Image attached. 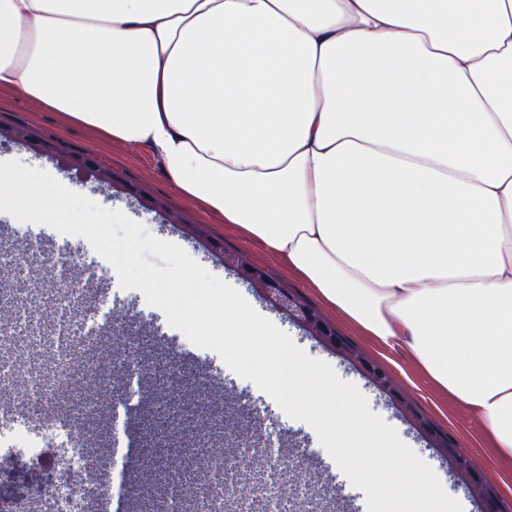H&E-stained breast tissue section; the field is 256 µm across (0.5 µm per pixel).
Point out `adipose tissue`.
I'll return each instance as SVG.
<instances>
[{"mask_svg":"<svg viewBox=\"0 0 512 512\" xmlns=\"http://www.w3.org/2000/svg\"><path fill=\"white\" fill-rule=\"evenodd\" d=\"M0 88L147 148L512 462V0H0Z\"/></svg>","mask_w":512,"mask_h":512,"instance_id":"ef3b65f1","label":"adipose tissue"}]
</instances>
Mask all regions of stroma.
Returning <instances> with one entry per match:
<instances>
[{
  "label": "stroma",
  "mask_w": 512,
  "mask_h": 512,
  "mask_svg": "<svg viewBox=\"0 0 512 512\" xmlns=\"http://www.w3.org/2000/svg\"><path fill=\"white\" fill-rule=\"evenodd\" d=\"M0 125L28 129L58 146L56 154L42 155L24 141L1 142L0 162L17 160L43 169L102 207L122 211L154 237L183 248L207 271L238 290L257 313L286 332L308 355L329 363L340 379L354 384L370 409L434 470L444 491L461 504L463 512H478L467 486L387 397L336 351L289 321L259 291L225 269L221 259L226 251L246 255L283 288L317 310L369 359L385 366L435 429L474 459L497 489L505 508L512 512V467L492 457L477 420L439 393L418 372L407 352L384 349L363 336L260 243L246 241L233 225L180 195L149 150L116 143L94 129L65 123L57 113L42 108L17 89H0ZM73 155L90 157L98 165L110 168L119 177V184L112 188L100 186L87 172L70 165ZM128 186L134 187V194H125ZM144 198L163 201L165 212L143 209L140 201ZM171 213L180 215L181 223H169L167 216ZM191 224L204 225V239L188 232ZM31 245L39 249L40 261L15 263L16 250ZM99 260L82 237L0 212V280L22 290L20 300H7L6 320L0 322V402L9 404L14 412L12 419L0 424V439L10 440L17 432L21 405L38 388L37 372L47 367L58 370L69 364L72 353L58 349L55 332L64 331L66 340L74 341L101 310L108 309L121 313L122 318L116 324V333L94 350L95 356L112 364L101 408L112 410L123 400L132 378L125 371L124 362L128 359L139 361L141 368L133 377L137 380V406L125 414L121 430H110L102 437L82 431L78 437L83 447L94 451L115 447L118 437L127 440L122 460L107 468L113 500L131 498L134 470L145 458V440L166 443L170 421L186 426L181 447H191L197 441L203 428L197 409L204 405L208 418L228 419L241 426L237 432L210 436L208 442L209 447L247 459L250 464L249 470L228 471L223 479L228 486L249 488L246 496L230 499L235 510L242 507L246 512H322L327 507L331 512H368L364 492L350 482L309 424L289 417L254 382L234 373L217 352L191 343L168 324L160 309L146 302L140 291L122 289L117 275L101 276ZM77 281L85 289L87 303H77L69 293Z\"/></svg>",
  "instance_id": "stroma-1"
}]
</instances>
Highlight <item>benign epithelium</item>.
<instances>
[{
  "label": "benign epithelium",
  "mask_w": 512,
  "mask_h": 512,
  "mask_svg": "<svg viewBox=\"0 0 512 512\" xmlns=\"http://www.w3.org/2000/svg\"><path fill=\"white\" fill-rule=\"evenodd\" d=\"M22 137L41 152L53 150L50 144L37 140L27 133L0 128V141H16ZM71 165L93 171L96 180L102 185H114V178L110 171L93 166L83 157L73 158ZM222 260L225 267L234 271L254 287L261 289L274 305L283 310L289 318L302 325L310 335L334 348L353 367L362 371L369 381L388 397L394 407L408 418L415 429L426 435H432L427 419L399 391L396 383L384 367L372 363L360 351L351 348L344 338L336 332V329L328 324L320 314L309 309L278 284L269 280L261 268L249 263L238 254L226 252L222 256ZM434 443L439 453L448 460L450 469L467 484L471 495L479 505V512H500L495 489L474 464L472 458L446 439L436 438Z\"/></svg>",
  "instance_id": "benign-epithelium-1"
}]
</instances>
